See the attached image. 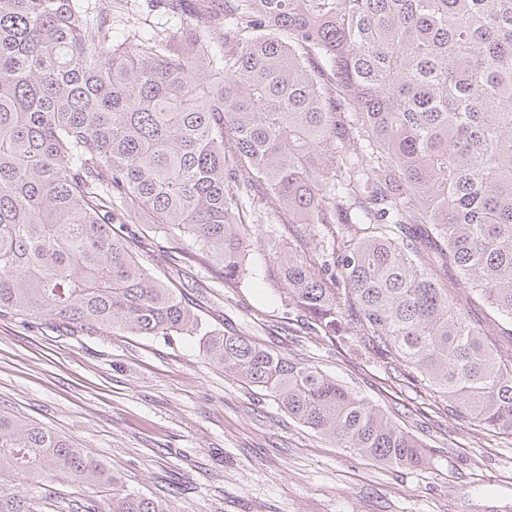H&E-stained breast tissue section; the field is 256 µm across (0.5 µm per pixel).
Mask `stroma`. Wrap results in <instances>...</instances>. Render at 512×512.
<instances>
[{"mask_svg":"<svg viewBox=\"0 0 512 512\" xmlns=\"http://www.w3.org/2000/svg\"><path fill=\"white\" fill-rule=\"evenodd\" d=\"M96 2L117 43L171 24L159 0ZM191 246L158 235L147 265L206 325L320 368L413 433L429 465L400 471L336 447L225 375L188 336H61L38 318L0 320V413L75 441L133 490L175 495L176 512H512V438L451 415L414 375L370 351L289 330L262 237L244 288L182 260Z\"/></svg>","mask_w":512,"mask_h":512,"instance_id":"stroma-1","label":"stroma"}]
</instances>
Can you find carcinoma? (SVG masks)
Wrapping results in <instances>:
<instances>
[{
  "label": "carcinoma",
  "instance_id": "obj_1",
  "mask_svg": "<svg viewBox=\"0 0 512 512\" xmlns=\"http://www.w3.org/2000/svg\"><path fill=\"white\" fill-rule=\"evenodd\" d=\"M115 44L89 0H0V319L200 337L204 356L360 457L418 438L315 367L203 326L146 222L229 287L257 226L304 332L402 361L512 438V0H161ZM38 475L175 512L85 448L0 414V512Z\"/></svg>",
  "mask_w": 512,
  "mask_h": 512
}]
</instances>
